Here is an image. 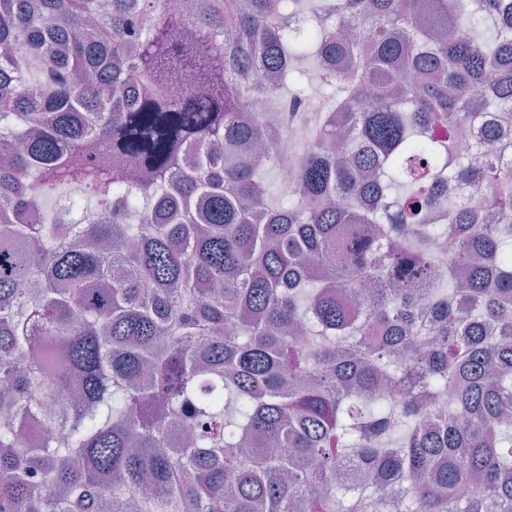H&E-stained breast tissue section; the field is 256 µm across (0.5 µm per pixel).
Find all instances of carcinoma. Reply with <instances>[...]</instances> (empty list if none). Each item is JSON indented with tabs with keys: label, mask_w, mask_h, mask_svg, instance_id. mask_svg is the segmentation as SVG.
<instances>
[{
	"label": "carcinoma",
	"mask_w": 512,
	"mask_h": 512,
	"mask_svg": "<svg viewBox=\"0 0 512 512\" xmlns=\"http://www.w3.org/2000/svg\"><path fill=\"white\" fill-rule=\"evenodd\" d=\"M0 410V512H512V0H0Z\"/></svg>",
	"instance_id": "1"
}]
</instances>
